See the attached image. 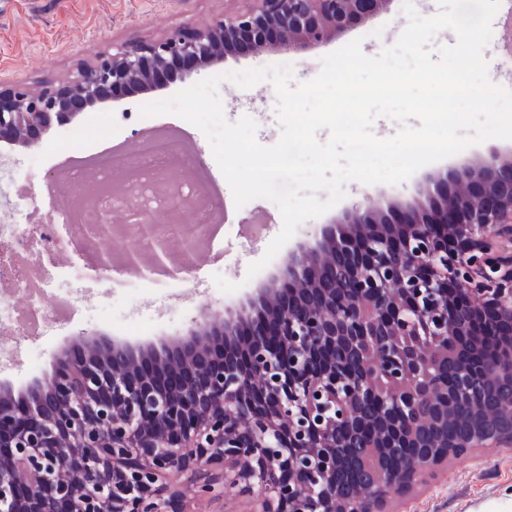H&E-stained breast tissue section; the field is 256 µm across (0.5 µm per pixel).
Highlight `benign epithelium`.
Instances as JSON below:
<instances>
[{"label": "benign epithelium", "mask_w": 512, "mask_h": 512, "mask_svg": "<svg viewBox=\"0 0 512 512\" xmlns=\"http://www.w3.org/2000/svg\"><path fill=\"white\" fill-rule=\"evenodd\" d=\"M206 28L183 26L97 53L64 76L0 88V146L25 148L56 125L126 95L159 89L241 52L318 46L390 0H245ZM108 220L71 239L112 236ZM125 253H170L147 220ZM512 158L450 169L406 219L354 209L292 253L255 290L254 312L193 323L160 358L100 340L54 363L17 399L0 386V512H184L164 498L172 470L203 490L252 495L259 512H386L387 501L448 458L512 447V342L479 372L478 321L512 336ZM112 278V255L96 257ZM250 337L248 367L237 342ZM460 410L477 415L451 437Z\"/></svg>", "instance_id": "benign-epithelium-1"}]
</instances>
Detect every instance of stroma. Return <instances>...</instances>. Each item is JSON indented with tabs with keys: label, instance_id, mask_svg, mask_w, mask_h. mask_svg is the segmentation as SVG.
I'll return each instance as SVG.
<instances>
[{
	"label": "stroma",
	"instance_id": "35a3bbf8",
	"mask_svg": "<svg viewBox=\"0 0 512 512\" xmlns=\"http://www.w3.org/2000/svg\"><path fill=\"white\" fill-rule=\"evenodd\" d=\"M234 0H0V86L34 85L70 71L80 60L108 52L121 44L145 40L186 25H203L223 12L235 9ZM407 25L402 0H390L387 8L353 24L326 43L288 52L236 53L223 64L209 68V75L273 64L293 67L294 82L314 78L321 59L354 39H361L368 56L380 54L395 42ZM512 38V23L505 9L492 21V37L484 57L492 69L493 84L512 91V57L499 47ZM199 75L175 80L161 90L127 95L86 112L74 125L51 130L37 145L12 151L9 177L0 181L7 189V203H14L16 190H25L30 201V219L35 224H57L59 205L49 178L76 158L89 156L118 144L130 146L134 132L147 127H174L191 144L197 164L207 167L222 192L217 207L232 202L231 189L212 154L206 136L184 119L165 114L142 122L140 105L170 98L199 82ZM218 94L228 121L252 117L256 140L270 146L280 136L275 111L276 94L270 82L242 89L221 82ZM512 155V141L493 139L473 145L461 154L424 166L397 185H364L349 182L346 196L319 218L304 222L273 261L255 277L247 267L259 260L268 244L280 233L282 218L275 204L258 198L233 210L220 232L209 234L196 253L191 269L178 265L156 269L143 265L115 274L106 281L89 270V257L67 251L39 256L67 299L64 309L44 304L39 314L41 335L26 337L15 323L0 325V347L19 350L14 365L0 367V384L14 394L26 393L44 379L53 363L72 342L73 334L85 331L129 348L133 354L162 353L184 336L193 321L219 310L233 315L248 311L256 288L277 277L289 256L299 247L315 246L325 225L347 211L368 204L403 208L425 203L426 189L460 161L479 160L490 154ZM236 283L233 293L222 292L214 275ZM169 490L176 492L187 512H249L250 503L228 495L220 499L198 493L191 474H171ZM389 512H512V449L479 448L471 454L449 459L437 469L428 485L392 499Z\"/></svg>",
	"mask_w": 512,
	"mask_h": 512
}]
</instances>
